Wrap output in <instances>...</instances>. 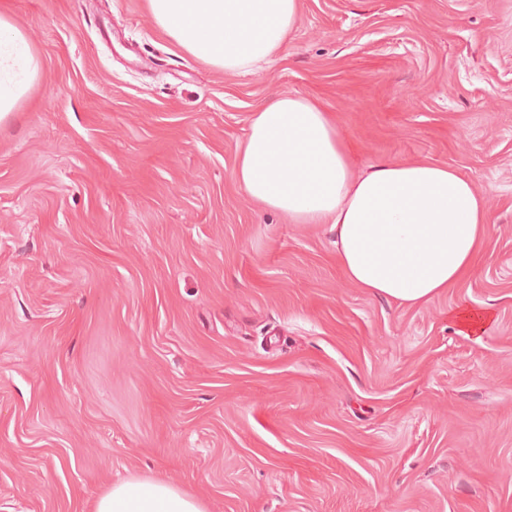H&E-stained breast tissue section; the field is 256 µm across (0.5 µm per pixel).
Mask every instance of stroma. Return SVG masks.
<instances>
[{
	"instance_id": "stroma-1",
	"label": "stroma",
	"mask_w": 512,
	"mask_h": 512,
	"mask_svg": "<svg viewBox=\"0 0 512 512\" xmlns=\"http://www.w3.org/2000/svg\"><path fill=\"white\" fill-rule=\"evenodd\" d=\"M10 6L42 68L0 127V512L159 477L206 512H512V0H302L238 76L145 0ZM285 93L358 168L469 178L476 273L401 306L346 280L329 225L259 210L237 146ZM459 325L469 335H481L492 320V313L486 310L457 308L454 312Z\"/></svg>"
}]
</instances>
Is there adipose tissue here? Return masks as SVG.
Returning a JSON list of instances; mask_svg holds the SVG:
<instances>
[{
    "label": "adipose tissue",
    "mask_w": 512,
    "mask_h": 512,
    "mask_svg": "<svg viewBox=\"0 0 512 512\" xmlns=\"http://www.w3.org/2000/svg\"><path fill=\"white\" fill-rule=\"evenodd\" d=\"M155 26L179 49L234 76L277 57L296 31L301 0H146ZM35 44L0 0V126L37 87ZM235 182L261 208L292 224H327L345 278L402 305L429 302L467 279L485 256L492 227L483 197L457 169L386 160L360 171L318 99L282 94L249 120ZM93 512H204L163 480L125 482Z\"/></svg>",
    "instance_id": "obj_1"
}]
</instances>
